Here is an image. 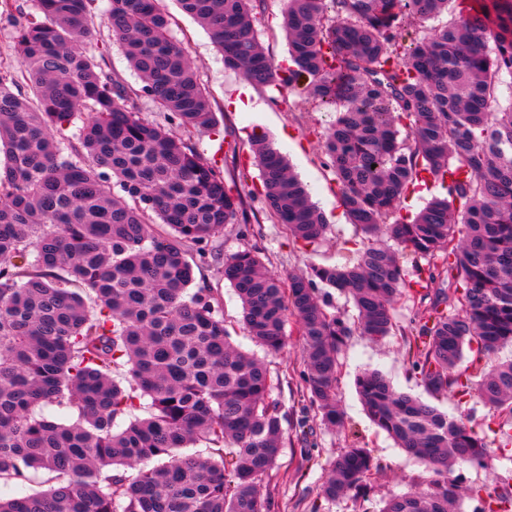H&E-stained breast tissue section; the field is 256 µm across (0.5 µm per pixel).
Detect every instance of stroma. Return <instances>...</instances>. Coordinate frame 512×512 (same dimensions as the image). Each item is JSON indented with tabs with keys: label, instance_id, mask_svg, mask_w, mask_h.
Wrapping results in <instances>:
<instances>
[{
	"label": "stroma",
	"instance_id": "obj_1",
	"mask_svg": "<svg viewBox=\"0 0 512 512\" xmlns=\"http://www.w3.org/2000/svg\"><path fill=\"white\" fill-rule=\"evenodd\" d=\"M161 6L170 16L172 34L186 48L216 115L215 125L196 133L192 143L207 162L223 172L226 182L236 184L247 214L245 221L224 225L209 240L206 257L193 252L189 259L194 268L193 288L210 292L223 312L232 342L264 363L272 378L271 397L284 417V446L275 468L263 478L265 512H357L351 497L328 500L321 492L331 462L352 444L370 450L382 465L381 471L369 478L368 508L370 512H379L391 496L414 490L434 477L422 462L407 455L372 423L355 388L358 374L377 370L396 389L424 397L423 387L410 375L401 336L414 318L415 306L403 300L395 304V335L379 342L357 334L347 339L341 353L337 390L346 425L341 430L329 429L321 424L316 407L310 405L306 396L302 344L295 324L286 326L288 343L283 350L266 351L248 336L242 324L241 302L223 273L225 255L253 250L269 271L284 278L312 264L339 262L344 241L362 240V233L350 224L341 206L336 179L323 150L324 134L336 115L297 90L249 89L244 75L225 67L224 58L207 30L184 13L177 0H162ZM108 9L109 0H96L92 35L85 48L94 51L107 47V69L128 88L139 92L141 117L164 123L163 113L148 96L142 95L139 75L112 40ZM282 10V0H259L257 4L259 40L275 65L283 67L289 54ZM257 129L286 157L329 221L325 236L315 245L306 247L294 242L284 225L268 218L260 196L259 170L251 151L252 133ZM486 444L492 467L457 468L456 476L463 487L512 482V450L499 448L497 440L491 437Z\"/></svg>",
	"mask_w": 512,
	"mask_h": 512
}]
</instances>
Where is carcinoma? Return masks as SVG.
I'll return each instance as SVG.
<instances>
[{"mask_svg": "<svg viewBox=\"0 0 512 512\" xmlns=\"http://www.w3.org/2000/svg\"><path fill=\"white\" fill-rule=\"evenodd\" d=\"M36 2L16 31L18 67L0 65V481L43 472L49 488L0 497V512H263L262 477L283 434L272 380L233 345L207 290L188 292V247L243 209L190 141L214 124L211 103L161 0H109V19L142 92L184 138L143 120L139 94L106 71L104 55L82 49L94 0ZM253 2L178 0L252 85L300 87L335 110L325 154L370 243L352 264L285 280L254 251L224 257L249 336L277 352L294 316L310 404L341 428L347 338L383 339L400 298L428 299L403 333L410 371L434 398L482 400L498 414L489 430L499 447L511 448L512 359L493 355L512 343V96L504 105L498 95L505 75L512 91V0H284L286 68L262 48ZM450 3L455 19L428 26ZM20 77L34 99L14 92ZM253 151L269 216L295 241L316 243L328 224L308 189L264 139ZM432 180L445 196L401 216L406 193ZM157 222L171 233L157 234ZM439 256V269L420 264ZM322 288L348 294L356 318L330 312ZM466 348L468 373L459 369ZM356 387L373 422L441 475L380 512H461L454 472L490 466L482 432L377 370ZM146 399L151 413L140 418ZM45 406L76 420L59 422ZM197 443L207 455L183 452ZM377 469L352 445L322 494L363 503ZM470 497L478 512L512 508L505 486Z\"/></svg>", "mask_w": 512, "mask_h": 512, "instance_id": "obj_1", "label": "carcinoma"}]
</instances>
